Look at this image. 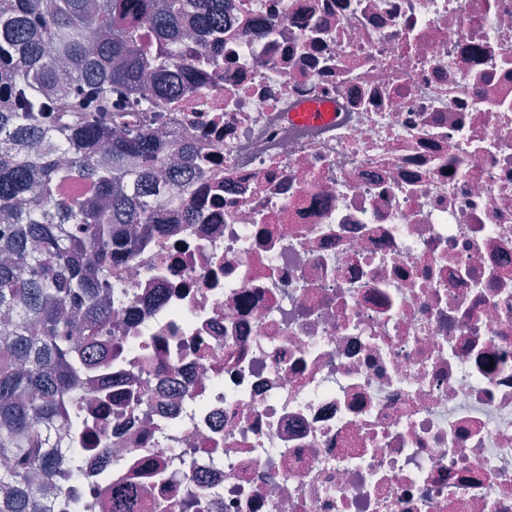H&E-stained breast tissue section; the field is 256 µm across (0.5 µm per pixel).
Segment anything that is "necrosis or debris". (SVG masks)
<instances>
[{"label":"necrosis or debris","instance_id":"obj_1","mask_svg":"<svg viewBox=\"0 0 512 512\" xmlns=\"http://www.w3.org/2000/svg\"><path fill=\"white\" fill-rule=\"evenodd\" d=\"M62 399L54 512H512V0H217ZM325 100L321 123L293 120Z\"/></svg>","mask_w":512,"mask_h":512}]
</instances>
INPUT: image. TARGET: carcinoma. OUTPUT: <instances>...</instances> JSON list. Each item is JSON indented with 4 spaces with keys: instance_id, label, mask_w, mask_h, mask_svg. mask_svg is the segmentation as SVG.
Instances as JSON below:
<instances>
[{
    "instance_id": "1",
    "label": "carcinoma",
    "mask_w": 512,
    "mask_h": 512,
    "mask_svg": "<svg viewBox=\"0 0 512 512\" xmlns=\"http://www.w3.org/2000/svg\"><path fill=\"white\" fill-rule=\"evenodd\" d=\"M185 0H0V512H51L37 480L80 456L49 451L60 395L81 387L82 360L99 356L98 322L110 308L125 225L150 234L160 171L140 125L113 133L130 103L157 112L176 61L199 57L172 40L150 60L131 14L160 34ZM69 162L61 164L56 156ZM91 193L72 195L71 184ZM83 337L78 348L74 337Z\"/></svg>"
}]
</instances>
